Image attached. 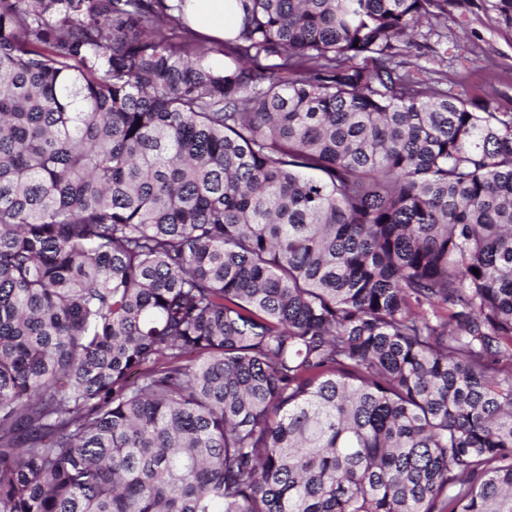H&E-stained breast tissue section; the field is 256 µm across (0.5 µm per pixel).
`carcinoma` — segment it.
Here are the masks:
<instances>
[{"mask_svg": "<svg viewBox=\"0 0 512 512\" xmlns=\"http://www.w3.org/2000/svg\"><path fill=\"white\" fill-rule=\"evenodd\" d=\"M238 2L0 0V512H512V112ZM236 0H182L184 23L196 33L224 41L241 22Z\"/></svg>", "mask_w": 512, "mask_h": 512, "instance_id": "1", "label": "carcinoma"}]
</instances>
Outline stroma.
I'll return each instance as SVG.
<instances>
[{"mask_svg":"<svg viewBox=\"0 0 512 512\" xmlns=\"http://www.w3.org/2000/svg\"><path fill=\"white\" fill-rule=\"evenodd\" d=\"M449 93L500 112H512V26L491 0H453L438 26Z\"/></svg>","mask_w":512,"mask_h":512,"instance_id":"1","label":"stroma"}]
</instances>
